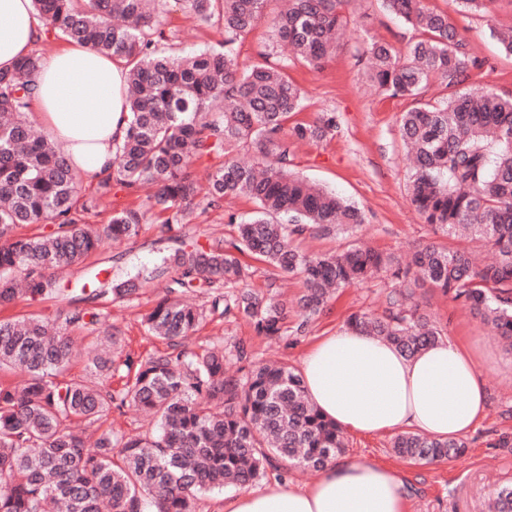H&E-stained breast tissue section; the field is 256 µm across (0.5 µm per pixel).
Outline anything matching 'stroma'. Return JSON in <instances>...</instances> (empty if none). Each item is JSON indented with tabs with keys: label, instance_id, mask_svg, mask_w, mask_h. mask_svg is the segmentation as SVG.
Instances as JSON below:
<instances>
[{
	"label": "stroma",
	"instance_id": "35a3bbf8",
	"mask_svg": "<svg viewBox=\"0 0 512 512\" xmlns=\"http://www.w3.org/2000/svg\"><path fill=\"white\" fill-rule=\"evenodd\" d=\"M427 5L451 14L471 56L483 63L482 68L472 70L468 88H488L512 96V55L490 36L491 28L512 23V0H490L482 13L458 9L453 0H427ZM162 11L166 36L183 46H216L224 40L220 24L197 21L179 0H163ZM345 14L348 25L340 33V44L322 68L298 63L288 71L305 94L304 107L291 116V123L311 122L321 113L332 112L339 124L333 137L314 144H293V170L353 202L363 211L365 222L355 234L308 235L297 245L309 254L332 252L356 237L383 253L405 256L430 236L409 203L407 159L399 134V116L412 102L386 97L371 87L364 75L362 55L366 36L383 40L402 54L415 33L385 11L380 0H349ZM253 209V203L242 196L225 199L213 207L206 193H198L188 223L178 230L163 235L155 221H148L137 237L117 247H106L86 265L71 269L67 278L74 283L82 281L90 267L106 270L115 280L152 270L160 255L177 248L180 239L196 237L211 243L230 239L233 227L227 222L228 215L245 216ZM400 286V281L383 275L341 289L327 311L301 336L287 332L271 340L256 335L241 315L231 314L214 317L186 346L194 349L218 339L228 344L240 341L256 359H282L297 367L320 336L343 329L353 312L382 313L387 294ZM160 289V283L153 281L133 301L118 304L105 295L95 301L103 324L112 323L123 329L126 352L145 357L167 351L166 342L151 336L141 324L142 313L152 305ZM416 298L448 338L461 341L479 355L488 393L486 415L467 434L465 455L452 461L408 464L392 453L387 434H348L347 452L367 455L404 475L410 512H486L487 500L495 490L512 484V353L467 306L451 296L427 286L417 289Z\"/></svg>",
	"mask_w": 512,
	"mask_h": 512
}]
</instances>
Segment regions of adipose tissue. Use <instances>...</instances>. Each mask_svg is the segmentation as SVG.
<instances>
[{"label":"adipose tissue","mask_w":512,"mask_h":512,"mask_svg":"<svg viewBox=\"0 0 512 512\" xmlns=\"http://www.w3.org/2000/svg\"><path fill=\"white\" fill-rule=\"evenodd\" d=\"M46 36L32 0H0L1 70ZM126 76L121 63L73 42L45 55L35 75L36 118L88 178L107 174L126 135ZM300 373L312 403L354 434L407 429L457 438L484 418L488 405L477 357L448 339L408 357L378 337L343 329L308 350ZM221 512H409V499L403 475L366 456L346 455L306 487L278 481L225 495Z\"/></svg>","instance_id":"ef3b65f1"}]
</instances>
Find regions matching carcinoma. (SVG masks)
Here are the masks:
<instances>
[{
    "label": "carcinoma",
    "mask_w": 512,
    "mask_h": 512,
    "mask_svg": "<svg viewBox=\"0 0 512 512\" xmlns=\"http://www.w3.org/2000/svg\"><path fill=\"white\" fill-rule=\"evenodd\" d=\"M201 22L224 28L222 49L186 50L164 35L151 0H33L47 33L85 44L128 69V131L116 146L112 171L98 182L99 197L80 196L81 175L46 137L34 135L29 94L39 51L14 70L0 71V306L23 298L54 297L74 309L64 324L31 313L0 319V369L27 376L21 386L0 384V512H198L206 492L246 488L268 471L321 470L347 443L342 430L309 401L300 371L282 362L250 360L234 344L237 372H224L223 342L184 348L208 319L238 313L259 336L282 335L288 310L299 316L293 333H306L334 293L389 272L411 287L391 293L382 315L352 314L347 327L377 336L407 356L445 339L415 300L426 283L468 306L512 351V96L463 88L479 66L466 51L451 15L425 0H380L417 33L405 54L366 39L369 80L390 98H410L399 131L410 154L409 200L433 235L404 263L363 244L335 253L307 254L294 246L307 233L353 232L359 208L336 193L293 175L285 123L301 109L303 93L289 77L297 61L320 68L336 51L348 0H288L265 16L267 0H182ZM266 20L272 45L292 57L270 61L261 52L239 59L236 42ZM512 54V26L491 29ZM448 95L424 101L430 81ZM333 112L291 130L296 141L320 142L336 133ZM250 147L240 162L230 153ZM223 162L207 173L210 202L247 197L257 211L229 216L236 236L227 244L196 238L164 256L149 275L112 282L115 303L166 277L164 295L143 316L151 334L168 341L166 354L123 353L121 332L96 337L90 363L99 381L68 374L70 333L96 330L100 314L77 304L96 299L100 272L72 288L63 274L107 245L139 234L147 212L123 209L105 224L85 214L117 185L130 194L154 188L149 209L164 216L167 235L185 223L197 195L193 167L204 156ZM44 224L49 231L18 236ZM468 238L494 252L479 264L472 252L438 241ZM298 275L303 293L294 304L264 299L246 288L248 259ZM208 301L197 305L189 295ZM119 377L122 387L112 388ZM135 408L150 418L138 435L102 431L86 447V430L112 409ZM461 438L403 432L394 453L414 465L464 455Z\"/></svg>",
    "instance_id": "carcinoma-1"
}]
</instances>
